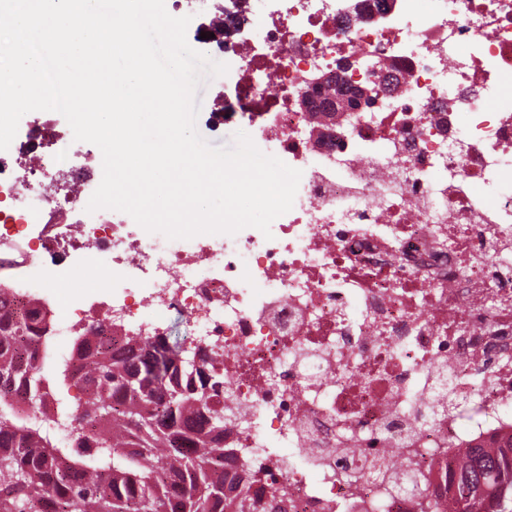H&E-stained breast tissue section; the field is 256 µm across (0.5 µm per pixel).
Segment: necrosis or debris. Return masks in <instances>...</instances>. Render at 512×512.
Listing matches in <instances>:
<instances>
[{
  "label": "necrosis or debris",
  "instance_id": "4bbe7bcc",
  "mask_svg": "<svg viewBox=\"0 0 512 512\" xmlns=\"http://www.w3.org/2000/svg\"><path fill=\"white\" fill-rule=\"evenodd\" d=\"M194 2L168 12L231 64L255 145L301 171L292 209L268 238L189 240L88 212L100 149L35 111L0 150V288L50 306L55 337L185 314L190 348L223 356L224 445L262 470L260 501L447 505L460 451L512 434V0H202L201 23ZM317 70L381 94L301 111Z\"/></svg>",
  "mask_w": 512,
  "mask_h": 512
}]
</instances>
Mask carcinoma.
Masks as SVG:
<instances>
[{"mask_svg": "<svg viewBox=\"0 0 512 512\" xmlns=\"http://www.w3.org/2000/svg\"><path fill=\"white\" fill-rule=\"evenodd\" d=\"M46 307L22 312L0 293V512H257L259 472L228 483L224 372L167 336H114L100 325L70 357L46 342ZM76 388L79 395L61 396ZM56 404L87 426L53 438L28 416ZM448 483V512H512V436L466 449Z\"/></svg>", "mask_w": 512, "mask_h": 512, "instance_id": "carcinoma-1", "label": "carcinoma"}]
</instances>
